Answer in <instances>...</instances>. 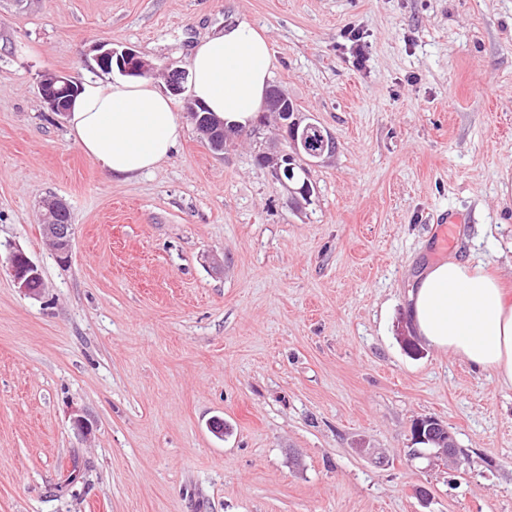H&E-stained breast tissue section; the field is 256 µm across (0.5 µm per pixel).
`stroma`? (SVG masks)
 <instances>
[{
	"label": "stroma",
	"mask_w": 512,
	"mask_h": 512,
	"mask_svg": "<svg viewBox=\"0 0 512 512\" xmlns=\"http://www.w3.org/2000/svg\"><path fill=\"white\" fill-rule=\"evenodd\" d=\"M240 21L336 141L302 209L254 162L269 113L114 179L38 94L118 80L100 43L185 69ZM440 224L512 289V0H0V512H512V386L398 339ZM426 417L459 462L412 456ZM69 211L68 205L61 199H51L44 203L42 231L51 243L61 262H67L73 245V224H58V216ZM21 261V265L18 261ZM10 273L17 288L22 292L33 294L30 288L31 281L41 276L38 266L28 256L16 250L10 254Z\"/></svg>",
	"instance_id": "stroma-1"
}]
</instances>
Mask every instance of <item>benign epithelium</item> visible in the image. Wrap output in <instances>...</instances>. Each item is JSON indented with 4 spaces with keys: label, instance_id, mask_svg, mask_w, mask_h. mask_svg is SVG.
Masks as SVG:
<instances>
[{
    "label": "benign epithelium",
    "instance_id": "obj_1",
    "mask_svg": "<svg viewBox=\"0 0 512 512\" xmlns=\"http://www.w3.org/2000/svg\"><path fill=\"white\" fill-rule=\"evenodd\" d=\"M95 62L104 69L115 67L124 76L146 77L153 75L157 70L156 64L143 53L131 48L119 50L107 43L96 46ZM79 91L80 85L77 81L63 73H47L38 83V93L44 105L61 116L67 115L70 111V106ZM184 107L186 114L204 137H212L219 131L226 137L242 136L240 132L234 133L226 129L222 123L214 124L209 113L205 112V107L193 97H184ZM264 111L275 114L282 146L273 151H259L263 158V167L269 169L287 189L289 203L295 208H301L311 202L315 186L307 177L301 187H291L293 173L291 167L284 164V161L291 156L298 157L307 169L317 164L324 156L332 155L336 150V143L331 134L314 119L294 110L289 105L288 96L277 87L268 90ZM66 210L68 205L63 200L51 199L44 203L42 214L43 235L62 262L68 261L73 245V225L57 223L58 216ZM9 263L10 273L17 288L28 294L32 293L31 281L40 277L38 266L20 250L10 254ZM411 433L414 443L429 442L435 447V451L429 454L414 448L413 457L427 459L431 467L455 460V438L438 420L418 419L413 423Z\"/></svg>",
    "mask_w": 512,
    "mask_h": 512
}]
</instances>
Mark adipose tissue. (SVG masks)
<instances>
[{
    "label": "adipose tissue",
    "instance_id": "ef3b65f1",
    "mask_svg": "<svg viewBox=\"0 0 512 512\" xmlns=\"http://www.w3.org/2000/svg\"><path fill=\"white\" fill-rule=\"evenodd\" d=\"M273 60L264 33L243 21L228 26L193 48L192 94L225 125L249 126L262 107ZM68 120L83 152L115 178L153 170L183 135L172 100L147 82L86 84ZM407 311L424 342L512 386V293L500 277L455 258L434 263L414 283Z\"/></svg>",
    "mask_w": 512,
    "mask_h": 512
}]
</instances>
